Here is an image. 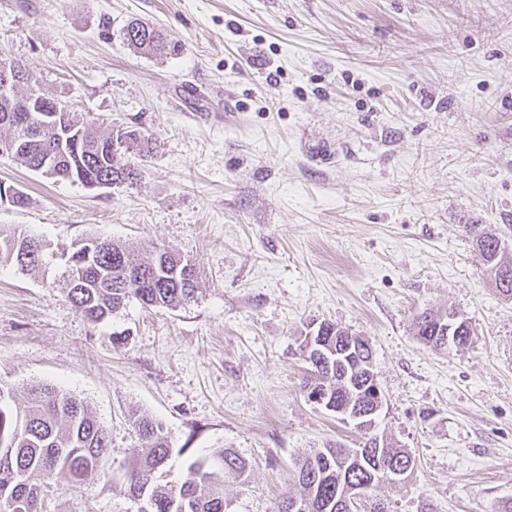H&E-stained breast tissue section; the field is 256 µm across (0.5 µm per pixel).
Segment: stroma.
<instances>
[{"label":"stroma","instance_id":"1","mask_svg":"<svg viewBox=\"0 0 512 512\" xmlns=\"http://www.w3.org/2000/svg\"><path fill=\"white\" fill-rule=\"evenodd\" d=\"M139 19L183 46L127 45ZM0 54L100 129L161 142L131 185L90 190L0 157V226L49 258L0 266V384L84 401L109 431L101 476L53 480L44 512H134L132 417L171 435L185 477L217 448L249 464L228 512H276L294 461L352 426L309 403V323L366 337L387 403L377 430L415 457L389 512H497L512 500V300L469 228L512 239V0H0ZM100 236L195 263L194 301H130L93 324L61 253ZM455 308L475 342L445 353L411 321ZM123 344H115L113 333Z\"/></svg>","mask_w":512,"mask_h":512}]
</instances>
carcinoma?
Returning <instances> with one entry per match:
<instances>
[{
  "label": "carcinoma",
  "mask_w": 512,
  "mask_h": 512,
  "mask_svg": "<svg viewBox=\"0 0 512 512\" xmlns=\"http://www.w3.org/2000/svg\"><path fill=\"white\" fill-rule=\"evenodd\" d=\"M124 39L137 51L154 56L171 55L178 45L168 41L158 28L132 21L124 28ZM22 110L18 99L0 97V130L14 143V158L36 172L45 159L58 178L83 186L106 182L134 184L141 175L136 159L144 160L157 152L161 142L138 130L118 128L108 134L98 132L89 116L68 113L63 127L46 126L41 113H26L27 125L19 126ZM121 139V153L110 148ZM29 236L15 230L0 229V264L10 263L22 271L38 269L45 257H33L24 250ZM499 236L482 231L472 236L474 249L484 265L494 273L495 288L512 300V276L501 270L512 268V252H497ZM69 278L68 298L85 318L93 323L107 320L126 302L136 299L153 307H177L195 298V264L165 248L153 250L144 259L134 246L119 241L90 238L69 253L61 254ZM444 319L455 336L463 325L453 308L445 313L424 311L412 320L414 336L423 345L448 351L445 344H428L424 336H434L436 321ZM316 335L336 347V337L349 332L333 323L319 324ZM310 374L304 385L313 382L328 388L331 408L353 409L368 406L375 397L370 392L374 381L372 351L357 350L336 363V356L309 354ZM134 427L140 448L127 473L125 493L141 498L147 512H227L224 477L245 476L248 463L231 448H217L195 463L178 484L162 482L163 468L170 453V433L153 418L138 415ZM111 440L105 426L96 420L77 396L52 386H34L28 406L13 410L11 392L0 386V505L12 508L0 512H42V501L51 477L67 476L78 485L90 484L100 476L102 462L109 454ZM411 454L394 440L381 436L379 461L407 460ZM374 456L358 457L338 442H327L304 454L295 462L300 487L296 498L309 505V512H337L336 490L370 476Z\"/></svg>",
  "instance_id": "obj_1"
}]
</instances>
